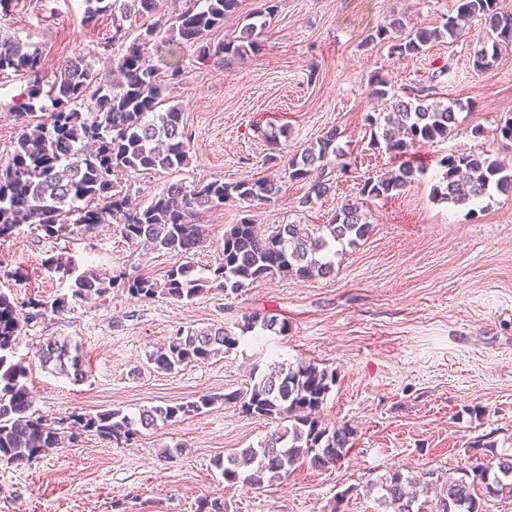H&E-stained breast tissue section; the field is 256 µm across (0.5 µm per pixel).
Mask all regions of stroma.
<instances>
[{
	"mask_svg": "<svg viewBox=\"0 0 512 512\" xmlns=\"http://www.w3.org/2000/svg\"><path fill=\"white\" fill-rule=\"evenodd\" d=\"M455 2L277 0L244 59L205 62L196 46L181 45L184 74L168 97L183 113L190 161L128 177L132 195L144 203L180 182L284 183L271 205L248 212L229 200L202 213L207 239L194 255L131 245L110 224L66 241L25 225L0 240V292L21 302L68 293V277L51 264L60 256L109 276L159 278L184 263L204 274L218 261L225 230L243 215L265 228L324 224L337 206L358 199L365 180L394 168L388 153L369 144L365 118L381 110L372 94L377 80L398 91L430 85L437 99L462 105L448 140L420 148L429 165L420 181L399 196L367 201L370 232L357 246L334 248L329 277L279 276L230 297L209 285L187 303L137 300L116 287L21 322L11 359L27 368L32 409L43 419L114 408L135 417L202 396L214 403L141 431L127 445L83 434L29 462H0V512H196L205 497L223 500L227 512H378L366 487L388 470L433 480L471 470L483 455L476 441L512 451V194L467 206L432 197L443 156L484 151L512 167V140L500 134L512 119V49L483 73L472 65L481 46L474 21L457 40L400 61L374 38L391 16L432 25L454 13ZM83 11L82 0H7L0 40L38 49L46 80L59 61L75 57L111 77L101 45L112 37V17L87 27ZM25 88L22 76L0 74V159L13 150ZM331 128L351 173L313 207L301 206L309 185L289 180L288 157ZM252 313L286 320L287 332L246 333L231 352L173 373L143 366L146 352L178 331L234 330ZM50 338L79 344L83 382L41 367L39 347ZM309 361L336 372L320 414L329 425L353 428L348 457L323 469L293 467L286 481L261 489L225 482L215 460L258 445L271 430L226 394L241 391L251 370ZM177 442L181 454L161 456Z\"/></svg>",
	"mask_w": 512,
	"mask_h": 512,
	"instance_id": "stroma-1",
	"label": "stroma"
}]
</instances>
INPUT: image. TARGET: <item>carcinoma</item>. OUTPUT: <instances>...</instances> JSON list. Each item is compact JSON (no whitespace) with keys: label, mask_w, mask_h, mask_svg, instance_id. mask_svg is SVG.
<instances>
[{"label":"carcinoma","mask_w":512,"mask_h":512,"mask_svg":"<svg viewBox=\"0 0 512 512\" xmlns=\"http://www.w3.org/2000/svg\"><path fill=\"white\" fill-rule=\"evenodd\" d=\"M82 22L90 26L104 14L112 15V42L104 51L112 58V70L120 79L112 82L80 58L67 59L52 82L44 80L41 54L25 50L16 41H0V74L20 72L27 78L25 102L15 117L20 127L14 150L0 160V237L23 225H36L46 235L66 240L89 233L101 224H113L127 242L152 246L181 255L196 252L204 241L199 216L204 211L236 199L248 207L261 208L274 202L282 191L281 181L271 178L242 179L225 183H173L149 202L132 200L130 189L114 176L142 174L188 164V135L182 112L176 106L162 108L165 92L182 77L177 49L182 43L197 46L199 58L222 61L242 59L257 46V29L263 20L244 24L238 34L212 43L210 32L224 26V18L235 13L238 0H189L175 15L165 45L166 70L154 64L148 47L161 41L162 21L136 27L129 38L125 22L135 23L157 13L158 0H83ZM480 23L485 41L473 55V67L492 70L499 55L512 47V11L502 0H457L456 15L439 25L411 30L392 46L399 58L420 55L442 38L456 40L466 24ZM375 98L387 102L385 111L366 117L370 145L400 160L398 170L364 182L360 195L386 199L412 186L425 174V167L409 156L424 144L442 142L457 124L453 107L430 100L427 88L398 92L379 82ZM50 105H45V102ZM338 132L332 128L318 141L288 158V178L307 180L310 191L302 204L310 205L325 196L336 180L325 166ZM437 165L444 168L442 185L434 197L467 205L488 195L492 189L512 190V172L491 155H449ZM370 224L364 203L342 204L326 224H280L268 233L258 231L244 216L224 231L221 256L210 276L201 278L194 267L183 264L169 269L161 279L137 276L122 281L129 296L169 302H189L208 284H216L225 295L279 275L303 280L334 273L329 259L336 244L351 246L368 234ZM55 268L71 277L70 294L50 302H29L30 320L47 312L61 313L70 301L102 296L116 284L94 269L76 272L71 259H55ZM20 312L15 300L0 293V462L31 460L61 443L59 432L47 421L30 414L32 395L28 371L10 360ZM284 334L288 322L275 315L250 314L241 332ZM240 337L220 325L179 331L168 343L151 351L148 364L157 372H172L188 363H204L229 352ZM43 366L77 383L84 379L79 346L47 339L40 347ZM336 382V372L315 362L297 365L275 362L250 378L245 389L224 397L236 400L242 413L274 425L258 447L234 450L215 460L224 480H236L255 489L288 476L292 467L307 464L322 469L344 459L353 446V430L329 427L317 413ZM213 402L200 397L175 405H157L134 418L112 409L96 415H77L73 428L127 443L140 430L158 423L195 416ZM480 447L492 456L477 463L472 473L450 475L436 485L418 482L394 469L369 487L377 492L383 512H487L489 499L512 498V454L494 453L493 444ZM435 506H429V503Z\"/></svg>","instance_id":"carcinoma-1"}]
</instances>
